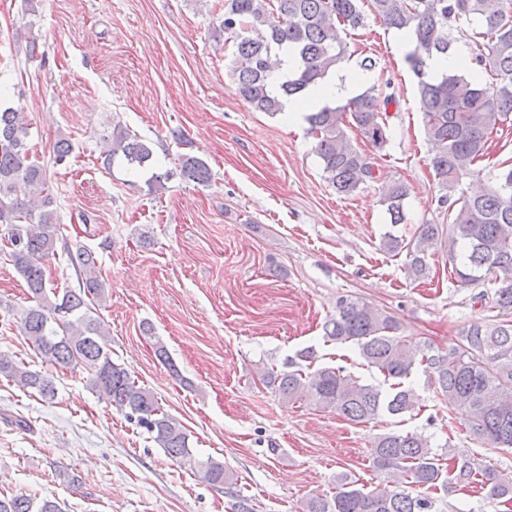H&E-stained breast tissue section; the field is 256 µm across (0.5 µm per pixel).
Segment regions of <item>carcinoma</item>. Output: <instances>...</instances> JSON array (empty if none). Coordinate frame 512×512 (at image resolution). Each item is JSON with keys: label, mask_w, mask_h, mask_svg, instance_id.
<instances>
[{"label": "carcinoma", "mask_w": 512, "mask_h": 512, "mask_svg": "<svg viewBox=\"0 0 512 512\" xmlns=\"http://www.w3.org/2000/svg\"><path fill=\"white\" fill-rule=\"evenodd\" d=\"M375 15L389 28L406 32L413 49L405 56L417 78L420 111L430 144L429 165L448 209V225L420 224L405 240L388 234L383 249L408 258L416 279L430 271L432 256L448 239V263L460 286L489 285L493 308L507 318L475 322L445 351L402 335L399 321L357 299L340 297L325 326L328 342L357 347L364 366L376 369L388 390L361 382L330 366L268 369L262 381L288 402L307 400L354 424H367L386 413L402 416L414 409L416 394L405 384L420 368L451 400L472 440L488 450L512 448V164L504 161L495 174L483 175L479 163L488 141L512 117V0H370ZM472 26L471 38L483 52L472 61L488 80L458 71L434 75L428 61L448 55L451 23ZM364 23L361 0H224L218 32L233 36L229 71L240 97L259 112L277 115L283 98H303L318 88L347 58L341 32ZM286 48L294 68L279 84L270 73V55ZM396 102L370 87L343 106L325 105L306 116L308 133L329 183L342 195L375 178L371 157L347 135L351 123L379 151L389 143V115ZM29 127L22 113L0 108V226L8 230L7 261L25 280L33 305L23 329L45 363L56 369L82 367L89 386L125 418L152 435L166 455L196 470L207 484L222 488L236 483L221 462L198 461L184 425L165 412L156 396L138 385L129 371L112 360L106 331L91 305L105 298L106 282L90 250L69 255L78 285L62 289L46 278V262L55 256L57 205L46 170L30 161ZM106 164L121 158L130 169L149 167L153 151L142 138L116 124L103 137ZM181 174L197 183L210 179L207 164L194 156L180 158ZM486 177L479 193L453 198L465 178ZM408 187L382 185L381 202L390 223L405 219ZM0 376L43 397L55 396L51 377L27 369L0 354ZM372 464L384 476L381 489L357 488L344 479L328 497L317 495L304 512H438L434 492L450 483L478 484L493 501L512 500V477L484 467L468 456L448 452L446 464L428 440L415 432H388L371 445ZM0 512H62L57 502L26 494L0 495Z\"/></svg>", "instance_id": "carcinoma-1"}]
</instances>
